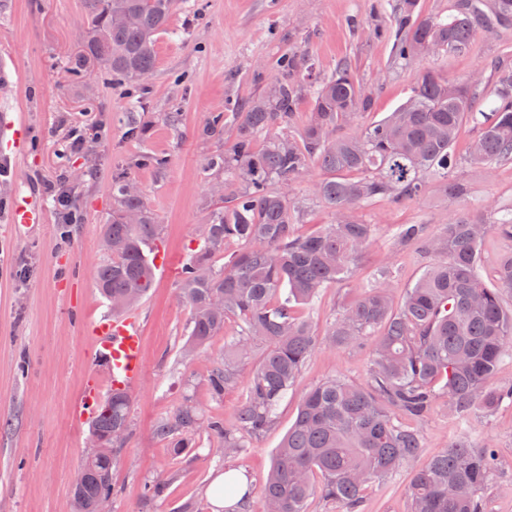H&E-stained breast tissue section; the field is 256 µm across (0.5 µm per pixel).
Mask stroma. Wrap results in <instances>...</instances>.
<instances>
[{"label":"stroma","instance_id":"obj_1","mask_svg":"<svg viewBox=\"0 0 512 512\" xmlns=\"http://www.w3.org/2000/svg\"><path fill=\"white\" fill-rule=\"evenodd\" d=\"M398 3L178 0L167 30L157 38L156 68L145 92L133 83H113L92 63L83 73L74 72L83 53V0H0V57L18 78L14 86L0 85V97L12 96L30 127L28 154L0 176V512H72V485L90 450L89 424L76 420L72 408L91 393V328L112 316L95 287L105 257L102 226L112 210V173L144 153L168 160L161 170H133L157 215L168 266L157 271L154 288L135 308L144 368L130 390L131 434L112 469V512H182L187 505L193 512H214L209 490L231 468L242 470L249 485L238 512H261L262 482L302 395L332 376L363 381L369 349L320 345L281 402L275 425L250 439L239 454L224 455L221 438L205 428L195 434L193 447L178 455L156 435L157 420L187 397L203 419L217 417L233 426L254 365L242 361L237 384L222 401L211 399L207 376L242 330L234 317L191 360L180 356L190 308L178 296L179 271L197 248L210 212L220 205L212 187L221 177L205 162L224 143L199 131L226 101L261 93L277 76L279 59L291 52L309 60L321 79L338 64H349L374 98L373 120L403 104L424 69L455 82L494 61L512 66V27H478L464 53L411 63L396 59L391 43L371 37L370 29L378 16L392 18ZM133 123L147 128L141 140L126 135ZM76 131L85 134L77 153L71 149ZM453 175L469 186L462 199H444L433 186L403 206L385 200L362 206L359 213L375 232L355 275L324 288L312 305L299 308V315L326 330L389 254L398 291L411 287L429 260L415 246L396 243V225L433 227L459 213L490 222L500 209L512 208V162L481 168L462 164ZM320 178L318 169H310L292 188V197L306 208L307 230L332 220L316 196ZM60 182L81 223H60L48 194L49 186ZM24 184L42 195L46 216L41 227L20 235L7 219L10 196ZM418 427L425 444L421 455L370 485L357 512H409L413 473L463 434L475 445L492 444L498 453V468L483 493L484 512H512V403L487 418L473 414L463 424L449 415L448 401L441 397ZM148 480L165 482L164 496L146 499Z\"/></svg>","mask_w":512,"mask_h":512}]
</instances>
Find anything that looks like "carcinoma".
<instances>
[{
	"mask_svg": "<svg viewBox=\"0 0 512 512\" xmlns=\"http://www.w3.org/2000/svg\"><path fill=\"white\" fill-rule=\"evenodd\" d=\"M84 3L87 36L75 70L94 61L117 81L145 83L143 77L156 67L157 35L168 26L176 0ZM480 4L461 0L458 14L445 20L423 18L416 14V0H404L395 24H377L370 35L391 42L405 63L464 51L479 24L512 25V0H494L489 16ZM279 68L280 76L263 93L212 115L202 129L203 137L221 139L231 124L235 136L206 160L208 169L224 173V207L210 215L202 246L182 265L178 288L192 311L186 355L220 334L227 317L243 324L224 365L208 375L214 400H222L235 383V358L247 357L258 339L265 349L249 376L235 427L219 419L202 422L186 399L156 424L155 433L170 440L177 455L205 426L224 439V453L240 452L247 439L275 424L281 401L320 343L360 344L378 331L365 382L334 377L304 394L261 489L262 512H305L316 495L341 512H355L371 483L424 448L421 431L396 417L425 418L440 394L462 421L512 401V385L496 383L505 357L512 356V306L502 299L503 291H512V252L500 260L495 283L480 274L484 238L495 233L512 240V209L491 224L458 214L435 233L424 224L397 225V242L415 244L432 258L399 301L384 267L323 336L296 309L354 273L375 230L359 217L360 206L376 200L403 206L420 199L431 182L446 198L467 194V185L450 177L463 123L477 130L467 163L512 160V68L494 67L486 111L479 107L480 74L450 82L424 70L400 108L367 124L372 96L348 65L320 81L309 79L311 67L294 53ZM304 92L312 98L305 123L272 133L278 124L292 125ZM313 166L324 174L316 195L332 221L300 235L296 225L303 211L290 191ZM132 181L129 168L112 175V214L103 240L123 248L108 255L96 273L99 293L112 301L114 315L141 301L155 280L151 254L160 224L143 194L127 192ZM231 244L239 248L230 252ZM218 257L224 258L220 267L214 265ZM92 427L112 436V443L84 459L72 487L73 512H95L98 500L112 498V467L130 430L129 396L111 390ZM496 464L495 449L460 437L413 475L410 512H482L479 494ZM315 473L319 484L312 480Z\"/></svg>",
	"mask_w": 512,
	"mask_h": 512,
	"instance_id": "cac0c4a2",
	"label": "carcinoma"
}]
</instances>
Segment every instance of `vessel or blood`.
<instances>
[{"instance_id": "obj_1", "label": "vessel or blood", "mask_w": 512, "mask_h": 512, "mask_svg": "<svg viewBox=\"0 0 512 512\" xmlns=\"http://www.w3.org/2000/svg\"><path fill=\"white\" fill-rule=\"evenodd\" d=\"M27 123L12 100H0V160L12 162L26 147ZM43 214V201L30 188L16 189L11 198L8 221L12 224H37ZM95 356L103 362L102 374H91V382L107 376L113 387L128 390L137 385L143 371V342L140 319L136 314L97 325Z\"/></svg>"}]
</instances>
